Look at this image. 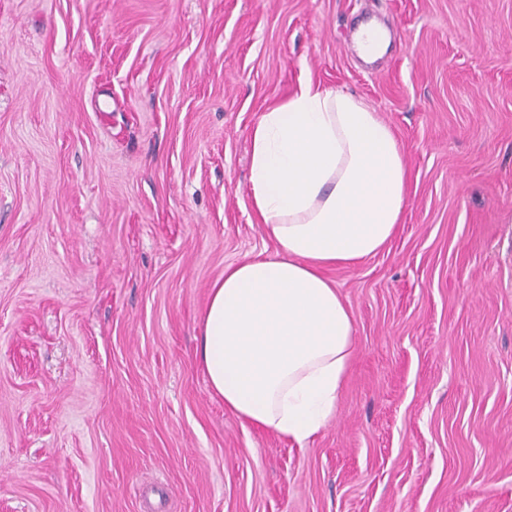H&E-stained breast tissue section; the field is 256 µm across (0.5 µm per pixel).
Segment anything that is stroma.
<instances>
[{
	"label": "stroma",
	"mask_w": 512,
	"mask_h": 512,
	"mask_svg": "<svg viewBox=\"0 0 512 512\" xmlns=\"http://www.w3.org/2000/svg\"><path fill=\"white\" fill-rule=\"evenodd\" d=\"M308 77L391 127L408 193L330 273L354 355L298 444L194 352L275 249L250 133ZM0 512H512V0H0ZM388 41V33L379 24L363 25L356 33L359 53L363 58H374Z\"/></svg>",
	"instance_id": "1"
}]
</instances>
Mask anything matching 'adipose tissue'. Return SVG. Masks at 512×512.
I'll return each mask as SVG.
<instances>
[{"instance_id":"adipose-tissue-1","label":"adipose tissue","mask_w":512,"mask_h":512,"mask_svg":"<svg viewBox=\"0 0 512 512\" xmlns=\"http://www.w3.org/2000/svg\"><path fill=\"white\" fill-rule=\"evenodd\" d=\"M406 198L398 140L351 94L306 78L262 113L251 132L250 205L276 252L225 266L195 349L227 410L299 443L326 426L354 334L326 272L382 250Z\"/></svg>"}]
</instances>
